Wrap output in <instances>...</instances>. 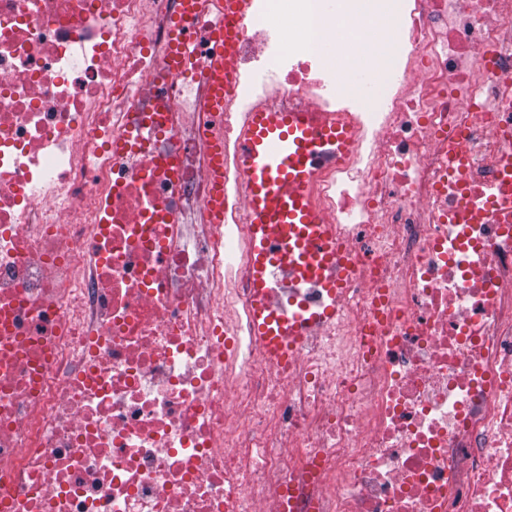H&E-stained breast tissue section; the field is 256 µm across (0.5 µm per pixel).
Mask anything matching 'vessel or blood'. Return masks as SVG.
<instances>
[{"label": "vessel or blood", "mask_w": 512, "mask_h": 512, "mask_svg": "<svg viewBox=\"0 0 512 512\" xmlns=\"http://www.w3.org/2000/svg\"><path fill=\"white\" fill-rule=\"evenodd\" d=\"M223 51L212 60V96L218 107L232 101V75L242 36L239 20L250 0H223ZM356 131L341 114L310 109H277L266 102L243 116L238 134L239 179L247 209L246 259L253 297L252 330L264 355L281 367L290 365L315 329L335 324L340 311L337 288L351 267L336 242V227L320 206V173L349 158ZM208 217L224 218V175L214 163ZM294 286L325 289L329 300L313 310L272 302L279 273Z\"/></svg>", "instance_id": "obj_1"}]
</instances>
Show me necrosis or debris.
<instances>
[{
  "instance_id": "necrosis-or-debris-1",
  "label": "necrosis or debris",
  "mask_w": 512,
  "mask_h": 512,
  "mask_svg": "<svg viewBox=\"0 0 512 512\" xmlns=\"http://www.w3.org/2000/svg\"><path fill=\"white\" fill-rule=\"evenodd\" d=\"M276 3L240 111L357 133L317 183L342 320L286 369L252 334L234 152L206 219L216 0H0V512H512V0L349 9L401 31L353 49L372 101L328 91L322 0Z\"/></svg>"
}]
</instances>
